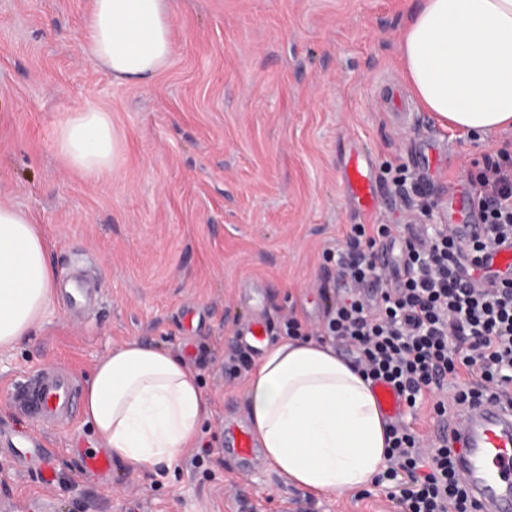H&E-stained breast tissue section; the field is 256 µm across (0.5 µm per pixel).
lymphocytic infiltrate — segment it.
<instances>
[{
    "mask_svg": "<svg viewBox=\"0 0 512 512\" xmlns=\"http://www.w3.org/2000/svg\"><path fill=\"white\" fill-rule=\"evenodd\" d=\"M479 222L447 225L434 239L399 238L387 224L352 226L336 251L344 300L328 305L316 333L350 347L372 381L403 401L436 390L433 409L453 417L486 401L512 403V270L489 258L512 244V152L485 156L470 173ZM400 242L404 260L378 270V238ZM387 497L394 512H475L457 467L458 442L424 441L402 421L389 425Z\"/></svg>",
    "mask_w": 512,
    "mask_h": 512,
    "instance_id": "obj_1",
    "label": "lymphocytic infiltrate"
}]
</instances>
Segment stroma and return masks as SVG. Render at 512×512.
I'll list each match as a JSON object with an SVG mask.
<instances>
[{
    "label": "stroma",
    "instance_id": "1",
    "mask_svg": "<svg viewBox=\"0 0 512 512\" xmlns=\"http://www.w3.org/2000/svg\"><path fill=\"white\" fill-rule=\"evenodd\" d=\"M411 0H170L173 58L145 85L113 82L86 52L90 0H0V205L32 214L51 241L59 284L88 277L97 305L59 295L42 322L0 353V427H34L13 408L18 383L55 366L82 394L96 364L140 338L182 356L210 398L199 447L171 468L113 461L81 412L39 423L48 470H18L0 447V512H392L385 486L304 495L252 456L224 455L247 428L250 365L288 316L324 320L326 257L356 224H467L460 197L476 162L512 131L485 138L443 128L415 98L397 50ZM397 88L411 114L386 101ZM109 112L122 153L112 177L71 169L53 141L76 106ZM369 154L377 207L348 198L350 152ZM428 177L424 214L394 185L399 167ZM83 468L86 473L101 478L106 477L112 469V460L103 451L87 453L82 457Z\"/></svg>",
    "mask_w": 512,
    "mask_h": 512
}]
</instances>
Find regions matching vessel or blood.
<instances>
[{
  "label": "vessel or blood",
  "instance_id": "vessel-or-blood-1",
  "mask_svg": "<svg viewBox=\"0 0 512 512\" xmlns=\"http://www.w3.org/2000/svg\"><path fill=\"white\" fill-rule=\"evenodd\" d=\"M344 186L351 200L364 211L373 210L376 200L371 164L360 152H353L344 174ZM35 392L29 411L40 420L74 410L71 380L46 369L31 381ZM375 390L384 414L397 418L401 413L396 391L385 382ZM450 428L461 438L457 465L464 473L471 497L479 512H512V409L485 402L466 410ZM0 445L10 448L19 468L27 469L48 460L49 455L37 430L0 431ZM85 472L106 477L112 469L109 455L102 451L85 454Z\"/></svg>",
  "mask_w": 512,
  "mask_h": 512
}]
</instances>
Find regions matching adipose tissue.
<instances>
[{"label":"adipose tissue","mask_w":512,"mask_h":512,"mask_svg":"<svg viewBox=\"0 0 512 512\" xmlns=\"http://www.w3.org/2000/svg\"><path fill=\"white\" fill-rule=\"evenodd\" d=\"M166 0H91L88 57L116 81L142 85L173 53ZM421 106L446 128L512 130V0H421L398 46ZM54 148L91 179L110 176L120 150L109 113L77 107L58 121ZM58 293L48 246L29 214L0 205V351L42 321ZM247 422L263 460L308 492L348 494L387 462L388 426L371 382L328 345L288 337L265 344L248 387ZM209 401L194 371L141 339L98 362L83 414L127 466H172L195 447Z\"/></svg>","instance_id":"obj_1"}]
</instances>
